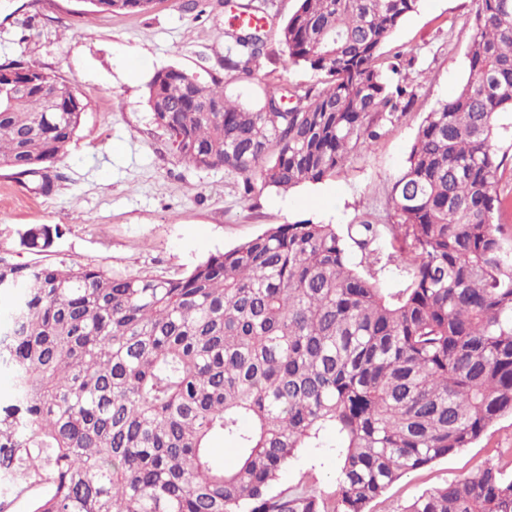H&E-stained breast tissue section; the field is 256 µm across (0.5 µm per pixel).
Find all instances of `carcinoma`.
<instances>
[{"label": "carcinoma", "mask_w": 512, "mask_h": 512, "mask_svg": "<svg viewBox=\"0 0 512 512\" xmlns=\"http://www.w3.org/2000/svg\"><path fill=\"white\" fill-rule=\"evenodd\" d=\"M90 2L87 14L144 13L150 0ZM419 0H298L277 29L315 85L268 87L244 108L182 69L155 73L148 108L181 160L283 190L336 174L415 93L383 48ZM469 74L420 124L393 182L398 217L341 235L303 220L270 227L181 277L0 256V483L42 485L30 512H367L411 470L473 444L512 415V245L493 222L503 160L494 121L512 112V0H475ZM224 70L248 81L266 31H224ZM0 70L35 72V62ZM24 88L0 105V166L40 176L81 122ZM209 105L217 112H205ZM387 232L405 288L386 293L349 250ZM59 226L20 244L44 252ZM238 451L224 467L212 444ZM335 448V492H274L301 448ZM404 512H512V473L488 465L429 489Z\"/></svg>", "instance_id": "1"}]
</instances>
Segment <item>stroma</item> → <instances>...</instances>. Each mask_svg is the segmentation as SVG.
<instances>
[{"instance_id":"obj_1","label":"stroma","mask_w":512,"mask_h":512,"mask_svg":"<svg viewBox=\"0 0 512 512\" xmlns=\"http://www.w3.org/2000/svg\"><path fill=\"white\" fill-rule=\"evenodd\" d=\"M238 0H154L141 14L88 15L87 0H0V64L34 61L75 84L85 109L50 194L37 181L0 168V256L14 263L96 267L115 276L174 277L273 224L301 220L338 229L367 216L394 222L390 190L403 171L427 112L449 99L468 75L472 0H419L384 47L409 57L402 74L415 91L410 111L384 122L370 148L354 152L336 176L283 193L257 188L242 200L238 176L183 162L147 106L149 83L176 67L202 80L224 77V37ZM251 81H229L228 95L254 107L266 87L311 85L318 76L292 65L276 33ZM31 224L59 226L46 252L20 244ZM512 471V417L493 422L471 447L414 470L368 512H403L423 491L486 464ZM310 474L335 490L336 456L303 448L283 471L278 490Z\"/></svg>"}]
</instances>
